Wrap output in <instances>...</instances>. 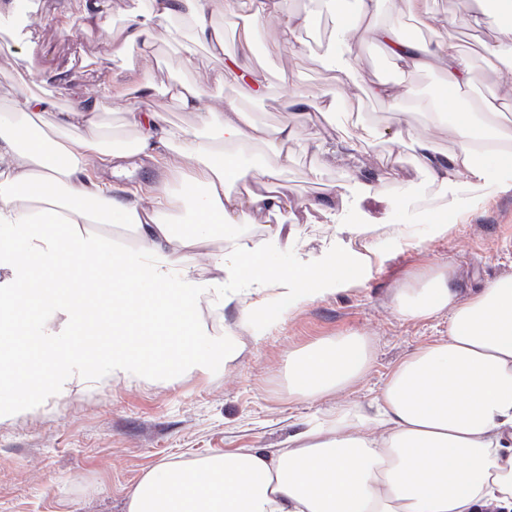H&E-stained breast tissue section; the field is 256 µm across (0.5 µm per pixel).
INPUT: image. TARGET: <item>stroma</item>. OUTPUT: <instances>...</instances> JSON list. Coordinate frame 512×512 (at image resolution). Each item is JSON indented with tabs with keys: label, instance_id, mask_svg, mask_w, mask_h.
Here are the masks:
<instances>
[{
	"label": "stroma",
	"instance_id": "35a3bbf8",
	"mask_svg": "<svg viewBox=\"0 0 512 512\" xmlns=\"http://www.w3.org/2000/svg\"><path fill=\"white\" fill-rule=\"evenodd\" d=\"M330 0H285L290 12L316 9L314 31H302L297 45L279 38L278 22L260 27L247 62L265 85L261 94L224 74V62L198 48L185 61L176 45L158 42L149 56L129 51L114 55L111 34L84 25V0H0V111L21 87L56 98L58 111L75 100L93 104L101 78L124 70L123 85L98 122L113 138L134 136L124 123L129 105L145 100L170 124L193 129L196 117L175 94L178 86L200 92L201 107L221 111L233 101L267 132L266 141L248 147L244 165L259 170L279 166L277 129L294 125L292 159L277 181L290 199L288 211L243 223L244 241L259 239L265 224H282L287 244L273 243L269 260L279 266L320 265L346 249L348 225L365 226L373 243L370 263L356 266L354 283L308 303L280 319L255 322L243 334L244 350L225 368L209 373L179 374L149 369L131 378H115L102 366H74L76 392L48 393L0 418V512H123L124 497L156 464L192 461L238 448H281L305 425L317 423L335 402L370 400L401 358L448 333L447 317L428 321L403 319L391 304L395 288L435 266L453 267V287H482L512 272V167L484 170L474 178L461 173L449 180L433 178L420 165L411 139L394 140L395 113L408 112L414 133L430 137L443 152L454 146L447 112L430 91L443 73L427 67L408 85V97L393 108L366 97L364 87L382 72L402 80L400 70L376 43L362 39L354 46L353 74L329 67L322 58L328 42L337 51L346 45L329 7ZM477 0H435L428 18L407 19L418 38L444 32L468 53L483 80L472 101L505 96L504 64L493 55L507 32L495 22L474 28L467 18ZM294 72L292 85L280 76ZM151 74L144 86L142 74ZM70 96H58L60 87ZM313 89L341 91L335 112H319L316 101L304 108L292 102ZM369 130L371 138L356 156H329L315 144L340 145L349 135ZM189 176L186 166L166 163L139 166L124 189L140 188L143 204L170 201L173 219L185 221L181 204ZM376 184L380 195H367L362 182ZM452 223L446 235H426L408 245L393 236L395 224L424 230L433 218ZM357 333L373 345L371 368L334 399L295 402L288 397V357L332 336Z\"/></svg>",
	"mask_w": 512,
	"mask_h": 512
}]
</instances>
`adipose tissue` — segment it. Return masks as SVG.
<instances>
[{
    "instance_id": "1",
    "label": "adipose tissue",
    "mask_w": 512,
    "mask_h": 512,
    "mask_svg": "<svg viewBox=\"0 0 512 512\" xmlns=\"http://www.w3.org/2000/svg\"><path fill=\"white\" fill-rule=\"evenodd\" d=\"M145 18L120 32L117 57L128 47L151 53L157 41L174 40L173 15L193 21L194 54L204 45L226 55L225 73L258 83L241 71L237 54H227L223 37L207 20L209 0H148ZM381 0H356L349 37L365 36L380 45L405 71L440 67L446 88L461 89L478 80L463 48L452 38L429 41L405 34L400 19L376 22ZM225 9L246 10L241 51L253 48L259 23L274 18L281 37L293 43L308 17L285 12L283 0H225ZM199 92L185 91L195 109L196 131L166 126L160 113L131 104L125 123L136 132L130 143L106 141L95 112L82 106L64 112L52 99L28 91L14 97L0 116V412L68 388L72 360L98 354L86 341L94 326L111 329L108 371L129 377L147 370L134 345L145 333L142 316L152 311L172 324L178 351L165 363L180 373H208L241 354L237 330L249 329L256 310L275 316L292 312L335 287L348 284L357 264L373 250L361 230H350V249L318 266L282 269L271 263L266 241L238 242L232 232L242 213L268 215L286 209L288 199L275 188L277 174L241 165L238 148L253 144L261 129L235 103L223 111L199 107ZM512 100L485 98L479 111L454 113L455 147L441 152L426 137L413 138L420 162L445 178L475 163L512 165V122L500 114ZM186 162L185 223L167 209L138 199L119 201L103 180L86 178L90 159L117 162L130 157ZM257 184L241 202L234 184ZM93 224L135 225L139 247L113 250L111 238L90 232ZM228 245L211 263L223 273L225 306L235 308L234 328L205 336L195 325L200 289L182 264L185 252L216 236ZM94 257L117 277L100 287L81 275L78 263ZM454 272L440 265L415 285L396 289L392 303L407 320L448 319V334L402 358L375 397L364 404H342L324 421L289 436L284 448H239L183 463L169 461L146 472L125 497V512H512V275L461 294ZM63 317L67 342L54 330L38 327L33 346L54 368L50 377L28 372L13 329L31 301ZM362 335L338 336L288 357V394L295 400L323 399L357 381L373 361Z\"/></svg>"
}]
</instances>
